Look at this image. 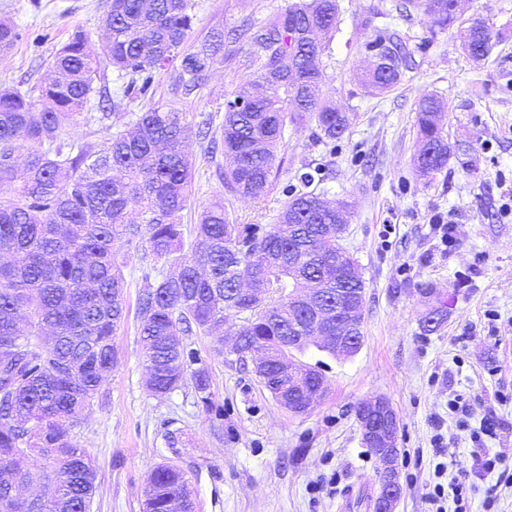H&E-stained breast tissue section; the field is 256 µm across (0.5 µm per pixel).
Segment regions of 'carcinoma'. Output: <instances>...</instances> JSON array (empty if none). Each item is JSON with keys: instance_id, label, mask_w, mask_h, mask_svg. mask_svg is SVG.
Here are the masks:
<instances>
[{"instance_id": "1", "label": "carcinoma", "mask_w": 512, "mask_h": 512, "mask_svg": "<svg viewBox=\"0 0 512 512\" xmlns=\"http://www.w3.org/2000/svg\"><path fill=\"white\" fill-rule=\"evenodd\" d=\"M455 0H437L434 22L457 27L463 49L485 58L496 39L492 28L476 33L459 24ZM339 0H296L273 20L241 31L248 68L270 79L243 84L224 100L220 136L228 165L213 176L224 199L211 203L184 239L182 212L193 196L195 170L186 151L185 113L153 105L108 134L104 148L70 139L68 127L92 96L106 93L108 71L126 81L123 98L146 96L154 73L174 61L169 94L182 101L206 85L224 53V31L193 50L185 43L194 28L189 0H108L103 33L93 42L81 30L56 51L48 77L28 90L0 87V503L25 484L43 481L49 496L35 495L29 512H89L96 470L72 436L99 395L116 362L113 338L126 320L127 282L116 251L137 238L149 254L169 264L143 270L137 302L139 341L148 386L165 396L191 376L204 408L213 410L210 377L198 350L184 340L209 334L226 315L241 317L242 349L273 347L288 355L295 324L307 320L288 309V287L321 288L364 297L361 274L348 280L324 276V263L343 247L336 241V206L316 192L315 167L284 189L276 223L239 224L226 202L263 201L279 174L288 126L309 124L328 144L350 125L349 113L330 102L322 57L339 23ZM0 21V58L20 40ZM388 68L369 70L362 86L381 94L403 81L413 52L393 34ZM447 104L431 93L418 101L419 141L413 165L424 179L448 163L443 132ZM19 185H14L15 181ZM251 280L262 297L244 296ZM52 461L50 470L30 467L33 454ZM192 491L178 466H155L144 490L143 512H190Z\"/></svg>"}]
</instances>
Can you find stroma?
Masks as SVG:
<instances>
[{
  "instance_id": "1",
  "label": "stroma",
  "mask_w": 512,
  "mask_h": 512,
  "mask_svg": "<svg viewBox=\"0 0 512 512\" xmlns=\"http://www.w3.org/2000/svg\"><path fill=\"white\" fill-rule=\"evenodd\" d=\"M196 16L189 45L212 29L230 32L263 24L292 0H190ZM107 0H0V19L22 32L0 60V86L40 83L55 52L75 29L101 34ZM395 0H340L341 24L324 58L332 98L352 120L335 145L316 142L310 127L289 128L284 166L265 201L234 200L242 224L275 223L283 189L296 172L321 168L318 192L353 205L340 240L357 260L365 284L359 352L338 358L315 347L296 360L319 366L326 394L312 411L296 415L280 407L260 384L252 363L237 360L224 338L241 324L228 315L220 334H193L210 375V391L223 419L205 411L192 380L158 397L146 386L134 315L144 286L136 242L118 253L126 262L129 317L117 331V362L102 392L73 431L97 471L91 512H142L146 479L160 463L182 468L196 512H370L379 490L380 466L361 443L355 411L372 397L386 398L400 421L399 471L403 494L395 512H435L428 494L434 468L449 476L466 470L469 504L483 512L488 479L472 475L474 444L448 411V397L463 395L470 423L490 419V452L512 456V215L502 205L512 186V0H467L464 19L485 20L497 39L485 60L473 61L454 30H443L422 12L404 20ZM396 35L414 50L415 66L391 91L368 93L357 79L368 63L367 41L378 32ZM247 71L243 58L215 65L200 95L184 102L187 115L213 113L222 120L224 100ZM169 76H154L152 95L124 103L109 125L89 107L74 122L72 139L103 143L123 129L132 113L170 99ZM426 93L449 105L445 132L452 145L448 165L433 178L417 177L416 105ZM198 136L189 151L195 165L194 196L183 212L193 226L204 205L221 197L211 178L224 156L209 159ZM455 223L449 241L433 217ZM452 302L441 327L424 331L437 297ZM496 320H488L489 311Z\"/></svg>"
}]
</instances>
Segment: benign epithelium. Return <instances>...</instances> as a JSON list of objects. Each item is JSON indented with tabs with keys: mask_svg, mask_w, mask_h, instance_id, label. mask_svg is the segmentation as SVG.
I'll return each instance as SVG.
<instances>
[{
	"mask_svg": "<svg viewBox=\"0 0 512 512\" xmlns=\"http://www.w3.org/2000/svg\"><path fill=\"white\" fill-rule=\"evenodd\" d=\"M293 305L310 314L308 325L299 328L298 341L317 339L328 346L338 357L354 354L357 340L355 330L363 319L362 306L354 300L340 296L336 298V311L332 312L322 303L317 288H301L291 299ZM325 394V381L318 380L287 394L280 393L278 403L295 413L311 411ZM356 418L362 444L380 462L381 483L385 485L387 512H395L402 486L398 469L399 419L390 402L376 397L361 403Z\"/></svg>",
	"mask_w": 512,
	"mask_h": 512,
	"instance_id": "7a95c632",
	"label": "benign epithelium"
}]
</instances>
